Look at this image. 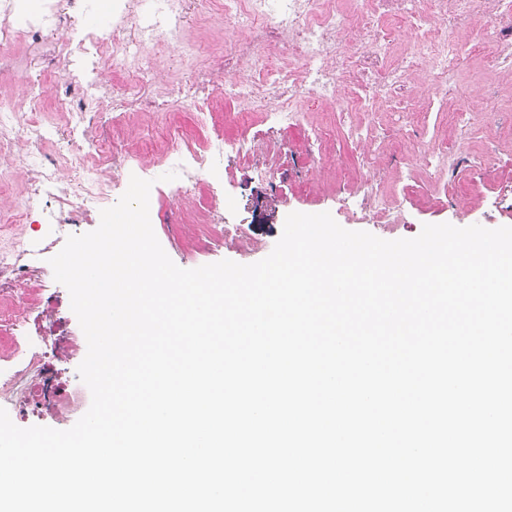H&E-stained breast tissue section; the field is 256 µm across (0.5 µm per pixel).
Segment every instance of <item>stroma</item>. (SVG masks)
Segmentation results:
<instances>
[{
    "label": "stroma",
    "mask_w": 512,
    "mask_h": 512,
    "mask_svg": "<svg viewBox=\"0 0 512 512\" xmlns=\"http://www.w3.org/2000/svg\"><path fill=\"white\" fill-rule=\"evenodd\" d=\"M481 72L479 59H469L464 73L474 110L471 133L432 177L421 173L412 144L398 135L386 142L384 161L366 170L338 113L309 112L297 129L280 131L266 125L252 129L260 142L259 160L270 163L269 172L238 166L228 156L205 175L201 194L212 200L209 223L190 221L194 203L176 201L166 184L151 189L156 207L174 214L171 223L154 227L160 244L176 265L192 269L224 259L251 264L265 258L292 212H327L345 229L386 240L416 237L426 224L512 226V112L480 111L482 97L490 93ZM311 128L326 132L319 147L307 143ZM369 172L385 195L389 216H382L357 191ZM34 278L42 285L48 306H31L17 297L12 307L24 310L30 331L66 348L64 358L50 362L59 396L31 403L23 380L12 391L0 390V407L18 427L64 430L91 404V393L77 372L87 353L81 344L84 333L71 310L69 292L55 281L48 260H40Z\"/></svg>",
    "instance_id": "obj_1"
}]
</instances>
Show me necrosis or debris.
<instances>
[{
    "mask_svg": "<svg viewBox=\"0 0 512 512\" xmlns=\"http://www.w3.org/2000/svg\"><path fill=\"white\" fill-rule=\"evenodd\" d=\"M200 5L228 36L206 63L193 66L192 80L177 86L179 99L192 103L202 123H209L214 102L233 101L247 106L239 116L243 128L258 122L293 127L303 123L306 110L325 107L337 93L347 136L370 168L382 159V140L358 122L359 113H381L403 133L433 107L464 134L469 113L448 109L450 95L467 93L457 83L463 61L480 55L490 80L512 82V35L500 27L512 20V0H112L100 25L83 27L76 21L95 10L96 0H41L35 9L27 0H0V46L19 42L34 56L49 47L67 67L63 81L27 85L26 110L0 99V162L22 163L31 173L23 193L0 208V234L12 236L0 247V293L21 294L47 247L24 229L35 204L53 199L57 207L42 211V221L54 225L58 237L72 233L59 212L68 203L63 172L82 180L86 201L97 210L123 174L152 180L159 167L178 170L170 192L189 199L203 173L220 164L223 134L189 143L168 121L132 165L116 161L127 112L140 104L155 71L172 67V49L185 43L187 12ZM475 24L483 41L459 40ZM422 72L429 83L419 96L410 83ZM52 110L65 113L78 140L58 167L44 166L38 154L47 137L41 117ZM95 110L111 113V137L91 135ZM25 329L24 317L0 316V334L9 335L17 352L0 362L4 385L29 374L43 380L50 372Z\"/></svg>",
    "mask_w": 512,
    "mask_h": 512,
    "instance_id": "1",
    "label": "necrosis or debris"
}]
</instances>
